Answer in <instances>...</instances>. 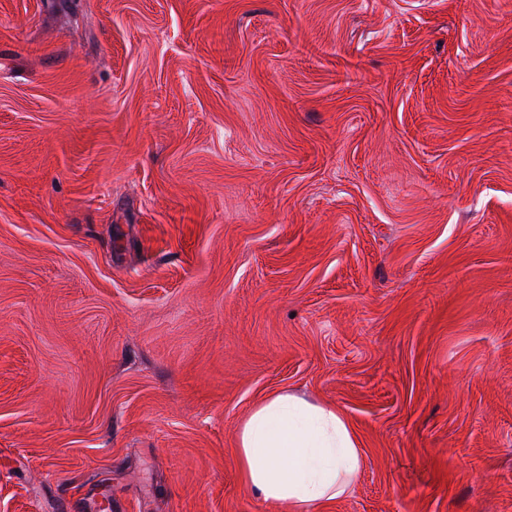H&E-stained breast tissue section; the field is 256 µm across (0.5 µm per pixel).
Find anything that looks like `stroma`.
Wrapping results in <instances>:
<instances>
[{"instance_id":"1","label":"stroma","mask_w":512,"mask_h":512,"mask_svg":"<svg viewBox=\"0 0 512 512\" xmlns=\"http://www.w3.org/2000/svg\"><path fill=\"white\" fill-rule=\"evenodd\" d=\"M512 512V0H0V512ZM359 448L336 409L279 393L257 404L242 422L237 454L250 490L303 512L348 492L361 467Z\"/></svg>"}]
</instances>
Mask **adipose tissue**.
Listing matches in <instances>:
<instances>
[{"mask_svg":"<svg viewBox=\"0 0 512 512\" xmlns=\"http://www.w3.org/2000/svg\"><path fill=\"white\" fill-rule=\"evenodd\" d=\"M237 454L244 484L293 512L345 495L361 467L343 415L286 393L253 408L240 426Z\"/></svg>","mask_w":512,"mask_h":512,"instance_id":"obj_1","label":"adipose tissue"}]
</instances>
